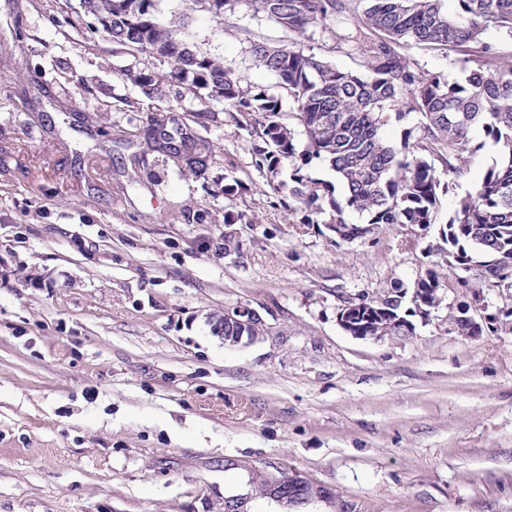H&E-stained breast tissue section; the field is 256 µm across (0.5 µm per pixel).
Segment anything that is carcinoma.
I'll list each match as a JSON object with an SVG mask.
<instances>
[{"mask_svg":"<svg viewBox=\"0 0 512 512\" xmlns=\"http://www.w3.org/2000/svg\"><path fill=\"white\" fill-rule=\"evenodd\" d=\"M160 0H82L94 19L109 17L105 33L112 43L147 51L169 65L163 75L143 70L125 77L151 97L161 85L204 90L224 104V114L254 137L256 169L271 177L290 168L292 185L281 204L304 213L303 223L335 225L336 244L369 237L382 226L410 225L426 237L435 223L440 194L452 185L441 183L435 163L459 174L474 153L479 129L499 148V158L480 183L462 197L440 235L448 245L445 264L458 271L456 283L472 294L482 288H512V46H492L483 39L495 30L512 40V0H456L450 15L444 0H251L254 12L274 21L287 39L271 44L252 41L253 60L274 73L287 91L294 111H283L282 98L252 86L199 51L187 21L165 23L159 18ZM221 20L235 13L241 0H206ZM363 10L370 37L344 34L328 21ZM334 45L351 42L363 55V71L344 70L299 48L315 29ZM448 53L463 48L472 66L460 80L449 82L414 66L404 50ZM398 119L416 112L422 117L421 135L404 132L401 148L382 135L386 115ZM307 141L298 149L294 126ZM188 153L185 165L196 175L205 167L210 146L181 142ZM329 163L344 188L337 198L332 186L310 177L313 160ZM353 211L366 217L358 227L346 218ZM443 284L439 265L426 268L413 283L395 280L381 293L361 299L385 308L389 315L373 324L387 336H403L399 319L407 299L390 292L405 286L421 289L420 297L436 303L433 289Z\"/></svg>","mask_w":512,"mask_h":512,"instance_id":"obj_1","label":"carcinoma"}]
</instances>
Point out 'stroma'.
Wrapping results in <instances>:
<instances>
[{"label":"stroma","instance_id":"stroma-1","mask_svg":"<svg viewBox=\"0 0 512 512\" xmlns=\"http://www.w3.org/2000/svg\"><path fill=\"white\" fill-rule=\"evenodd\" d=\"M160 16L276 88L249 43L282 32L248 0L222 22L205 0ZM94 24L80 0H0V512H279L254 483L288 473L330 493L298 512H512V288L475 302L451 272L413 335L352 337L343 301L443 262L437 233L335 245L281 205L222 103L146 97L124 70L165 65ZM407 54L451 81L469 66ZM168 114L211 146L200 175L149 138ZM497 155L471 157L438 223ZM228 177L245 186L230 200ZM471 303L494 329L459 333ZM239 306L263 331L228 345L213 325Z\"/></svg>","mask_w":512,"mask_h":512}]
</instances>
